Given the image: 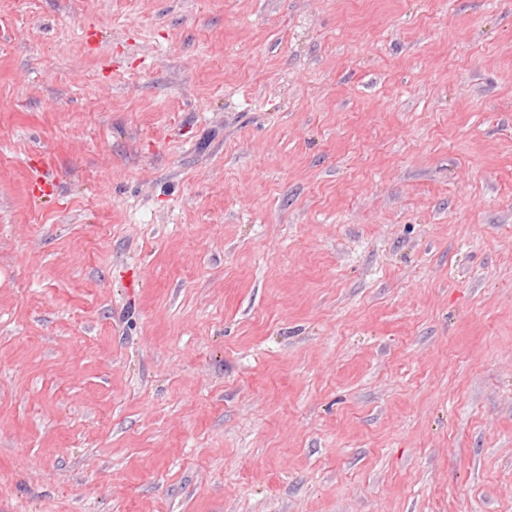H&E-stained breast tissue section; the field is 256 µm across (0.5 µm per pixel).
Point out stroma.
<instances>
[{"instance_id":"1","label":"stroma","mask_w":512,"mask_h":512,"mask_svg":"<svg viewBox=\"0 0 512 512\" xmlns=\"http://www.w3.org/2000/svg\"><path fill=\"white\" fill-rule=\"evenodd\" d=\"M0 512H512V0H0Z\"/></svg>"}]
</instances>
